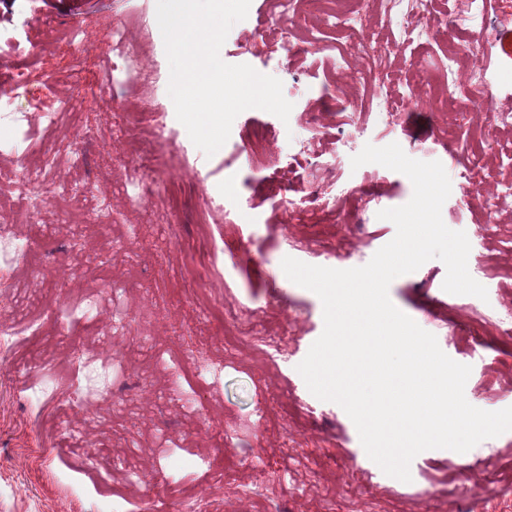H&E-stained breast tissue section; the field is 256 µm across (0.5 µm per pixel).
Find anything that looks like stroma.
Segmentation results:
<instances>
[{
	"mask_svg": "<svg viewBox=\"0 0 512 512\" xmlns=\"http://www.w3.org/2000/svg\"><path fill=\"white\" fill-rule=\"evenodd\" d=\"M277 10L275 0H251L220 57L281 80L289 119L246 110L209 157L168 95L156 0H138L131 13L123 0H0V42L22 47L0 58V115L26 113L29 126L25 151L0 149V225L30 244L0 265V512H512V431L465 453L423 451L408 483L375 466L342 407L316 398L297 370L323 331V305L281 267L287 256L360 267L394 238L378 213L406 204L413 186L375 163L352 168L365 144L395 142L411 158L440 161L454 182L442 219L466 233L468 270L488 297L445 292L437 259L396 278L389 297L471 366V405L512 406V355L494 338L512 311V129L484 144L492 199L462 202L446 143L473 144L479 112L460 107L447 128L432 112L399 106L422 90L406 57L434 67L452 43L423 39L392 56L395 86L383 94L364 56L289 55L287 42L322 27L316 11L305 10L306 25L290 27L287 40L260 34ZM114 26L126 30L123 59L107 48ZM70 28L77 43L60 39ZM136 63L152 72L151 85L137 80ZM65 96L74 111H59ZM357 108L360 135L337 149ZM47 112L54 125L44 124ZM311 112L323 113L322 125L305 124ZM257 126L268 134L259 150L249 142ZM306 149L313 162L304 168ZM49 150L53 191L35 207L7 193ZM140 157L159 162L158 198L144 207L131 200L130 164ZM284 177L318 182L328 195L344 184L372 194L287 208L277 197ZM75 183L92 193L76 210L59 199ZM88 301L96 316L63 318ZM283 331L286 349L267 346ZM88 353L111 360V378H79ZM201 364L210 368L203 377ZM46 378L55 392L40 402L32 389Z\"/></svg>",
	"mask_w": 512,
	"mask_h": 512,
	"instance_id": "1",
	"label": "stroma"
}]
</instances>
